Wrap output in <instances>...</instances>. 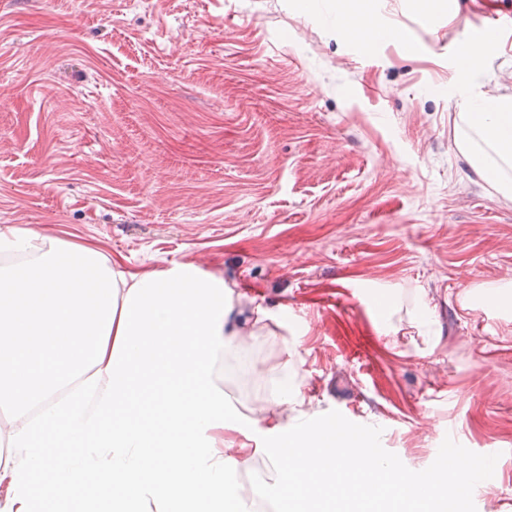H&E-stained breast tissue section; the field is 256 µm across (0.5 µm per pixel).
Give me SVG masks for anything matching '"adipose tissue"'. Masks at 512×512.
<instances>
[{
  "label": "adipose tissue",
  "mask_w": 512,
  "mask_h": 512,
  "mask_svg": "<svg viewBox=\"0 0 512 512\" xmlns=\"http://www.w3.org/2000/svg\"><path fill=\"white\" fill-rule=\"evenodd\" d=\"M336 17L351 40L378 26L374 0H336ZM454 124L465 160L511 202L512 94L487 75ZM271 319L191 262L135 273L0 231V512H248L228 474L252 453L236 440L251 418L227 404L215 363ZM270 462L289 512H439L469 482L460 466L442 492L406 485L399 460L302 426L280 429Z\"/></svg>",
  "instance_id": "adipose-tissue-1"
}]
</instances>
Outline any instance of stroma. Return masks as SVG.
Returning a JSON list of instances; mask_svg holds the SVG:
<instances>
[{"label": "stroma", "mask_w": 512, "mask_h": 512, "mask_svg": "<svg viewBox=\"0 0 512 512\" xmlns=\"http://www.w3.org/2000/svg\"><path fill=\"white\" fill-rule=\"evenodd\" d=\"M375 8L418 52L347 40L333 0H0V229L222 274L274 312L246 355L287 363L307 422L410 475L495 455L474 512H512V202L454 143L498 9L512 93V0ZM491 54V44L489 42L483 45H470L461 57L462 70L460 77L467 81L475 71L483 70L489 55Z\"/></svg>", "instance_id": "1"}]
</instances>
